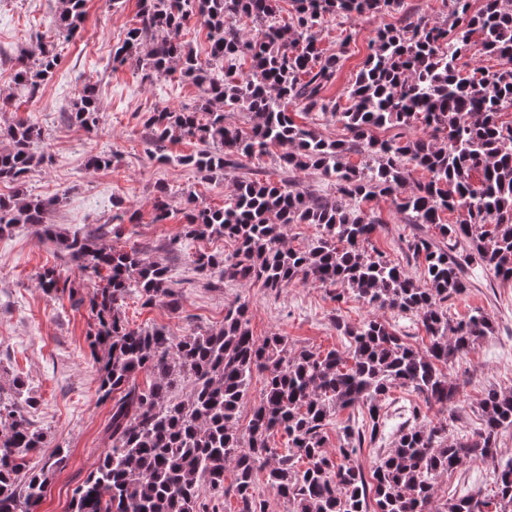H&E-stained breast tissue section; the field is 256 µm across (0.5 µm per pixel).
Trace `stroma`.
<instances>
[{
  "label": "stroma",
  "instance_id": "1",
  "mask_svg": "<svg viewBox=\"0 0 512 512\" xmlns=\"http://www.w3.org/2000/svg\"><path fill=\"white\" fill-rule=\"evenodd\" d=\"M56 7L57 0H0V96H9L13 87L11 58L19 56L36 33L50 29ZM138 11V0H87L81 33L64 42L54 78L33 100L11 98L7 111L0 112L1 127L28 118L45 130L39 146L45 159L30 174L29 188L46 197L62 196L50 221L64 235L110 221L115 200L135 210L134 222L122 224L118 243L141 248L146 260L167 265L181 302L172 308L129 297L122 315L130 326L162 328L174 336L216 330L224 323L225 304L239 297L249 303V329L256 339L276 333L287 337L294 349H343L344 339L337 335L333 320L361 324L368 314L362 302H336L328 289L310 283L294 282L270 292L257 283L197 275L192 265L196 251L231 252V243L221 239L187 241L181 250H168L169 239L185 222L188 194H195L198 204L220 208L233 194L236 180L243 178L282 181L321 196L335 195L336 187L320 171L283 168L274 151L242 160L217 180L204 179L195 168L179 164V157L198 151L196 140L169 142L163 162L150 155L147 114L166 107L192 109L201 90L177 74L149 79L133 66H112V49L137 24ZM397 17L390 13L355 20L324 18L318 29L322 47H346L329 97L346 95L368 54L370 39ZM350 30L355 37L349 41L345 35ZM83 84L94 87L100 105L99 124L90 132L63 119L73 88ZM101 153L111 154V167L91 168L90 158ZM160 183L171 189V216L156 224L152 205ZM364 208L386 223L373 237V246L395 263L406 264L407 248L400 240L405 221L390 198L374 197ZM47 267L57 268L83 292L95 286L66 263L57 247L41 242L29 225L16 224L0 232V393L9 394L13 379L22 377L37 400L32 419L45 434L43 455L58 448L68 451V465L53 477L40 512H69L73 489L110 445V406L99 400V366L86 342L90 311L72 305L68 296L46 294L39 276ZM465 280L466 292L448 302L449 317L479 308L491 315L495 332L448 369L449 378L460 386L458 407L448 422L452 438L474 430L487 388L512 389V286H500L475 265L466 268ZM492 488L486 466L472 464L440 481L436 496L442 500L478 490L487 494Z\"/></svg>",
  "mask_w": 512,
  "mask_h": 512
}]
</instances>
